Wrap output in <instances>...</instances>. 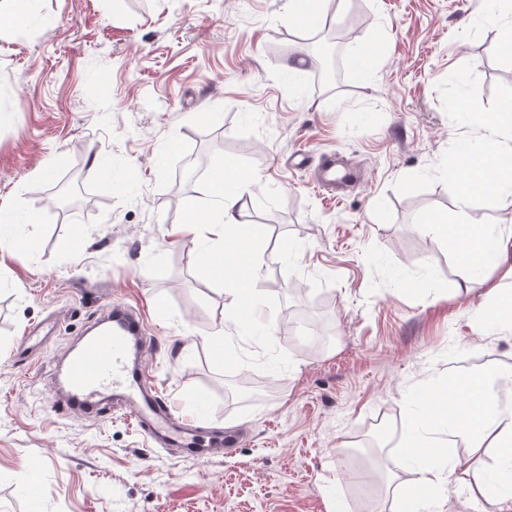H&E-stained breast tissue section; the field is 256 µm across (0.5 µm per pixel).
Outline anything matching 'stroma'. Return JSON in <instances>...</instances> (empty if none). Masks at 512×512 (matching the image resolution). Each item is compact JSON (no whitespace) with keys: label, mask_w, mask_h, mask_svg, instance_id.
<instances>
[{"label":"stroma","mask_w":512,"mask_h":512,"mask_svg":"<svg viewBox=\"0 0 512 512\" xmlns=\"http://www.w3.org/2000/svg\"><path fill=\"white\" fill-rule=\"evenodd\" d=\"M289 0H39L0 32V512H404L406 442L357 454L376 423L404 427L409 398L485 368L512 370V334L475 320L488 288H464L455 250L427 218L455 211L448 160L481 127L453 110L512 104V57L469 0H341L346 55L372 72L314 86L312 33ZM212 165L190 190L219 203L225 163L261 182L241 200L266 228L257 298L265 328L224 319L219 280L193 271L177 188L191 157ZM311 165L358 163L331 195ZM72 242L69 251L60 240ZM144 316L145 365L203 440L239 436L208 459L160 444L112 406L95 420L58 399L64 353L106 302ZM45 340L35 364L27 330ZM227 339L210 344L216 329ZM251 374L257 392L238 389ZM495 448L465 483L428 489L426 512H512L481 494ZM41 459L36 492L17 473Z\"/></svg>","instance_id":"1"}]
</instances>
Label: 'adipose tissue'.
<instances>
[{"mask_svg":"<svg viewBox=\"0 0 512 512\" xmlns=\"http://www.w3.org/2000/svg\"><path fill=\"white\" fill-rule=\"evenodd\" d=\"M477 114L486 133L478 150L455 155L450 167L458 185L454 215L438 213L428 225L441 238L452 242L457 261L468 279L497 267L512 257V227L504 229L478 223L470 213L474 198L482 197L500 208H512V112ZM256 176L217 178L210 192L220 203L212 221H204L195 200L183 208L184 219L176 228L182 235L207 231L205 256L194 257L197 277H206V264L217 265L216 275L224 286L226 319L237 320L242 308H256V283L262 263L256 250L265 236L263 225L236 213L242 197L258 184ZM412 449L406 457L419 461V485L427 488L462 482L468 467L456 455L457 446L485 447L494 441L501 466L512 468V371L486 369L463 379L449 378L426 395L411 415Z\"/></svg>","mask_w":512,"mask_h":512,"instance_id":"ef3b65f1","label":"adipose tissue"}]
</instances>
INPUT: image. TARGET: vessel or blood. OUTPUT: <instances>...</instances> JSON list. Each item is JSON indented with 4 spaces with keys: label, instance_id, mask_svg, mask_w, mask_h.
<instances>
[{
    "label": "vessel or blood",
    "instance_id": "b4317fda",
    "mask_svg": "<svg viewBox=\"0 0 512 512\" xmlns=\"http://www.w3.org/2000/svg\"><path fill=\"white\" fill-rule=\"evenodd\" d=\"M316 170L315 183L331 191L360 177L357 165L348 162L338 165L330 160ZM150 345L144 321L136 311L119 303L108 304L99 328L66 354L62 402L96 418L109 390L115 389L128 415L145 433L163 431L175 446L201 447L199 435L174 421L166 399L153 389L141 362Z\"/></svg>",
    "mask_w": 512,
    "mask_h": 512
}]
</instances>
